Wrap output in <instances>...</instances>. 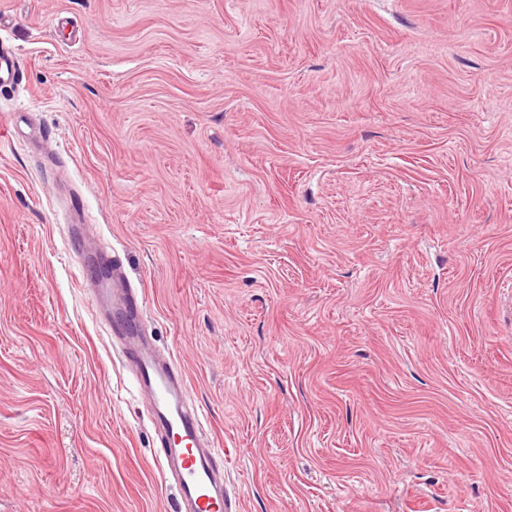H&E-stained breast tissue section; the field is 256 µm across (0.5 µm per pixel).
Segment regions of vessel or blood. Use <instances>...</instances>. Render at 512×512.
<instances>
[{"mask_svg": "<svg viewBox=\"0 0 512 512\" xmlns=\"http://www.w3.org/2000/svg\"><path fill=\"white\" fill-rule=\"evenodd\" d=\"M109 261L112 278L120 283L112 291V305L124 312L113 322L112 335L126 343L124 356L132 361L136 383L152 405L156 426L166 436L167 446L159 456L163 471L171 473L186 512H238L237 505L218 490L221 475L214 462L218 451L201 444L200 417L187 403L186 379L141 342L143 302L135 289L124 285L119 258L113 255Z\"/></svg>", "mask_w": 512, "mask_h": 512, "instance_id": "b4317fda", "label": "vessel or blood"}]
</instances>
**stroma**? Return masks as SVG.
Here are the masks:
<instances>
[{"instance_id":"1","label":"stroma","mask_w":512,"mask_h":512,"mask_svg":"<svg viewBox=\"0 0 512 512\" xmlns=\"http://www.w3.org/2000/svg\"><path fill=\"white\" fill-rule=\"evenodd\" d=\"M0 47V512H178L77 224L240 512H512V0H0Z\"/></svg>"}]
</instances>
